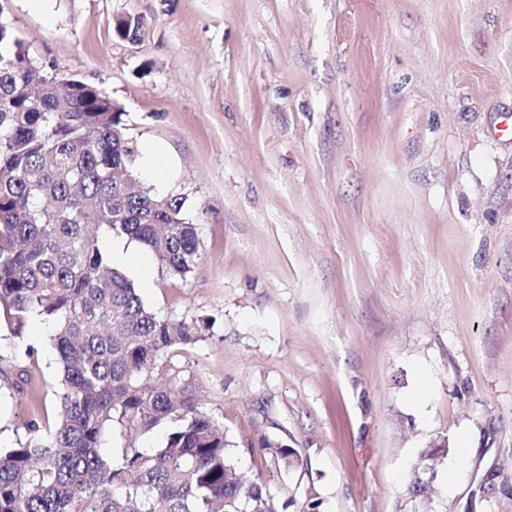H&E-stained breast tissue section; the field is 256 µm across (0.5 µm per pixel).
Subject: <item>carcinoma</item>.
<instances>
[{
  "label": "carcinoma",
  "mask_w": 512,
  "mask_h": 512,
  "mask_svg": "<svg viewBox=\"0 0 512 512\" xmlns=\"http://www.w3.org/2000/svg\"><path fill=\"white\" fill-rule=\"evenodd\" d=\"M145 28L114 22L128 42ZM124 116L104 89L46 72L0 15V325L20 339L43 318L60 367L52 414L0 451V512H278L265 483L236 473L220 424L184 388L150 381L209 323L157 315L101 250L116 231L181 279L199 259L185 198L136 181ZM114 421L169 433L115 462L99 451ZM433 460L414 466L413 496L428 497Z\"/></svg>",
  "instance_id": "obj_1"
}]
</instances>
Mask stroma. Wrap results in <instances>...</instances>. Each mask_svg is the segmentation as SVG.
<instances>
[{
  "label": "stroma",
  "mask_w": 512,
  "mask_h": 512,
  "mask_svg": "<svg viewBox=\"0 0 512 512\" xmlns=\"http://www.w3.org/2000/svg\"><path fill=\"white\" fill-rule=\"evenodd\" d=\"M46 72L104 88L135 173L185 198L199 260L123 271L144 303L206 318L157 360L224 429L280 512H512V0H0ZM142 16L141 42L112 19ZM50 329L27 394L0 378V448L58 384ZM113 424L104 455L162 447ZM467 434L468 453L457 449ZM449 451L409 495L430 442ZM294 449L284 465L270 446ZM457 466L449 485V466ZM434 457L429 454V450L423 453L419 462L412 470V478L409 482V492L414 497L427 498L430 493L429 481L423 475L433 469Z\"/></svg>",
  "instance_id": "1"
}]
</instances>
